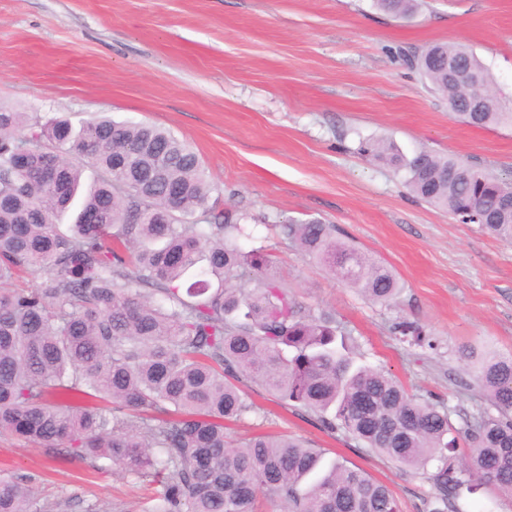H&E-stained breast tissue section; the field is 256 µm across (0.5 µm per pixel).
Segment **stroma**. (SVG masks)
Wrapping results in <instances>:
<instances>
[{
    "mask_svg": "<svg viewBox=\"0 0 512 512\" xmlns=\"http://www.w3.org/2000/svg\"><path fill=\"white\" fill-rule=\"evenodd\" d=\"M462 43L512 106V0H423L396 18L374 0H0V104L66 117L155 125L186 142L218 193L211 216L245 217L244 249L266 247L279 281L351 333L359 363L412 394L444 400L451 421L485 408L465 345L512 354V244L416 198L390 166L361 156L367 138L407 155L425 149L512 179V128L451 119L406 53ZM317 218L390 266L396 304L369 302L281 240L277 223ZM418 322L434 348L400 341ZM232 427L307 440L325 461L364 469L403 512H428V472L372 454L265 388ZM0 474L26 481L46 512H153L158 484L107 459L51 455L0 437Z\"/></svg>",
    "mask_w": 512,
    "mask_h": 512,
    "instance_id": "1",
    "label": "stroma"
}]
</instances>
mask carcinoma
Segmentation results:
<instances>
[{
	"mask_svg": "<svg viewBox=\"0 0 512 512\" xmlns=\"http://www.w3.org/2000/svg\"><path fill=\"white\" fill-rule=\"evenodd\" d=\"M375 2L399 18L419 8ZM450 59L494 93L463 44L435 43L407 62L452 106L477 90L448 77ZM450 116L512 126L504 107ZM360 152L405 171L426 203L512 243V182L425 150L408 158L385 140H365ZM215 191L198 155L164 129L100 118L76 129L0 106V435L152 477L163 485L157 512H259L262 498L284 512H400L386 485L344 462L323 467V453L299 439L230 440L225 423L254 411L239 386L247 377L380 456L434 465L429 512H448L464 490L512 495V354L462 350L497 414L456 427L445 404L357 363L335 315L291 295L267 250L239 247L244 225L210 221ZM79 195L74 222L61 223ZM280 233L366 299L399 295L394 271L337 239L334 225L290 220ZM25 270L42 281L15 287ZM393 330L433 347L414 321ZM35 500L30 485L0 477V512H35Z\"/></svg>",
	"mask_w": 512,
	"mask_h": 512,
	"instance_id": "1",
	"label": "carcinoma"
}]
</instances>
